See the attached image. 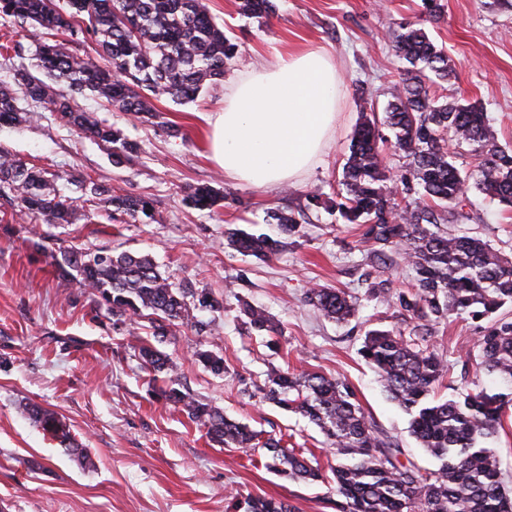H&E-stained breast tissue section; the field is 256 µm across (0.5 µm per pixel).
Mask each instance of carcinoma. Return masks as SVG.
<instances>
[{
	"mask_svg": "<svg viewBox=\"0 0 512 512\" xmlns=\"http://www.w3.org/2000/svg\"><path fill=\"white\" fill-rule=\"evenodd\" d=\"M275 0H239L242 15L267 22L276 13ZM0 18L12 24L14 37L0 48L4 59L23 54L30 30L34 56L47 75L42 79L21 67L13 84L0 85V125H21L27 113L20 97L56 112L86 137L103 143L112 164L122 167L138 152L123 131L80 108L77 94H90L121 112L156 118L150 98L168 96L182 103L194 100L202 88L224 78L236 58L238 44L209 14L201 0H0ZM95 45L99 59L86 47ZM393 49L407 66L392 81L391 100L383 124L394 133L389 143L376 119L366 115L355 127L336 198L321 192L308 195V204L336 209L347 224L364 228L368 257L386 264L387 252L402 251L415 273V289L399 296L400 306L425 321L405 336L401 330H370L361 354L375 369L384 387L410 414L412 435L439 461L423 471L400 460L401 450L379 433L355 393L340 378L324 373L279 372L270 377L264 399L315 423L336 448L341 461L332 469L336 512H512L495 450L487 443L509 417L512 405V260L482 239L437 229L447 217L444 209L462 206L465 191L475 189L507 210L512 209V150L497 145L483 106L440 98L427 84L430 76L448 78L447 52L425 30L402 24L393 36ZM467 145L478 157L477 173L455 164L448 142ZM406 159L405 172L392 178L385 164L386 149ZM59 176L0 148V196H13L16 213L45 224L92 222L84 205L109 220L152 217L153 201L144 196L116 194L92 180L72 179L77 197L66 194ZM235 192L200 184L186 195L188 205L204 210L224 206ZM268 218L281 234L296 232L292 212L274 209ZM234 251L266 260L281 241L244 229L224 231ZM50 257L60 275L89 289L97 304L117 319L148 320L153 335L165 336L192 309H214L217 299L206 290L192 294L175 287L151 257L103 250L83 251L58 246ZM308 302L327 318L346 321L356 313V301L338 288H313ZM488 318L478 339L479 369L490 376L497 391L461 386L446 399L433 398L435 384L447 371V361L428 344L429 322L451 314ZM249 325L271 337L283 330L264 310L246 306ZM139 354L145 369L174 370L171 359L144 344ZM196 358L212 373H224V358L210 351ZM181 408L212 441L238 448L260 449L267 466L291 481L324 480L312 460L268 436L258 442L247 425L218 408L170 386L161 393ZM29 419L75 456L86 458L69 427L48 409L24 408ZM245 512H296V506L275 498L245 501Z\"/></svg>",
	"mask_w": 512,
	"mask_h": 512,
	"instance_id": "1",
	"label": "carcinoma"
}]
</instances>
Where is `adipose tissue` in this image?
Wrapping results in <instances>:
<instances>
[{"label":"adipose tissue","instance_id":"obj_1","mask_svg":"<svg viewBox=\"0 0 512 512\" xmlns=\"http://www.w3.org/2000/svg\"><path fill=\"white\" fill-rule=\"evenodd\" d=\"M344 81L326 52L275 55L224 87L208 118L212 161L225 179L265 187L297 180L321 159Z\"/></svg>","mask_w":512,"mask_h":512}]
</instances>
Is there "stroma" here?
Listing matches in <instances>:
<instances>
[{
    "instance_id": "obj_1",
    "label": "stroma",
    "mask_w": 512,
    "mask_h": 512,
    "mask_svg": "<svg viewBox=\"0 0 512 512\" xmlns=\"http://www.w3.org/2000/svg\"><path fill=\"white\" fill-rule=\"evenodd\" d=\"M227 35L241 44L230 73L250 68L274 53L322 48L346 82L336 128L320 162L294 183L257 189L236 185L240 200L216 212L185 202L190 187H227L209 158L207 121L224 105V85L203 89L191 102L163 97L156 119L108 113L139 152L116 168L108 150L82 137L59 114L21 100L29 120L0 126V146L51 173L90 177L121 193L152 199V220L131 224H32L13 217V202L0 197V512H225L230 499H286L298 512H333L338 458L308 418L280 409L262 397L278 371L321 372L344 379L356 391L375 427L424 469L436 460L413 437L409 415L391 400L381 379L360 354L371 329L411 330L413 320L398 303L410 291L414 272L393 251L384 273L372 267L361 232L337 213L308 206L306 196L340 189L350 137L364 103L383 114L391 82L402 63L392 50L400 24H419L442 46L453 73L447 96L479 102L500 146L512 148V6L505 0H442L440 19L424 16L421 0H275L277 11L261 25L240 15L238 0H203ZM180 133L170 136L166 125ZM273 208L301 216L297 235L272 259L260 261L228 248L224 227L275 234L266 221ZM467 217L448 225L451 233L479 236L512 258V211L475 191L466 194ZM64 245L112 253L151 254L177 286L207 290L220 310L195 311L191 323L172 325L160 351L176 364L171 374L151 375L138 357L151 342L147 322H122L99 309L88 292L61 277L47 255ZM320 286L344 290L358 305L339 323L305 300ZM264 310L284 329L280 351L250 328L244 306ZM485 324L454 317L433 325L428 342L448 362L438 397L468 381L491 384L476 363ZM208 350L224 359L223 374L194 357ZM175 382L232 419L268 435L290 437L314 449L322 481H287L266 468L259 455L215 443L204 428L154 395ZM53 410L69 426L81 462L25 415L26 404Z\"/></svg>"
}]
</instances>
